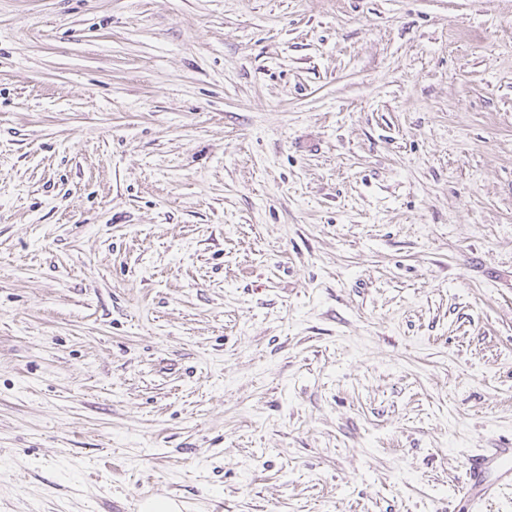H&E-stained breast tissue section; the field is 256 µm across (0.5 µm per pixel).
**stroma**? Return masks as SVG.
Masks as SVG:
<instances>
[{
  "label": "stroma",
  "mask_w": 512,
  "mask_h": 512,
  "mask_svg": "<svg viewBox=\"0 0 512 512\" xmlns=\"http://www.w3.org/2000/svg\"><path fill=\"white\" fill-rule=\"evenodd\" d=\"M512 447V0H0V512H468ZM460 496L471 511L512 488V448H485L467 459Z\"/></svg>",
  "instance_id": "stroma-1"
}]
</instances>
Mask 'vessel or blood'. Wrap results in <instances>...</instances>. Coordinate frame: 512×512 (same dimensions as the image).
Returning <instances> with one entry per match:
<instances>
[{
    "instance_id": "vessel-or-blood-1",
    "label": "vessel or blood",
    "mask_w": 512,
    "mask_h": 512,
    "mask_svg": "<svg viewBox=\"0 0 512 512\" xmlns=\"http://www.w3.org/2000/svg\"><path fill=\"white\" fill-rule=\"evenodd\" d=\"M512 488V448H486L467 459L460 495L471 512Z\"/></svg>"
}]
</instances>
